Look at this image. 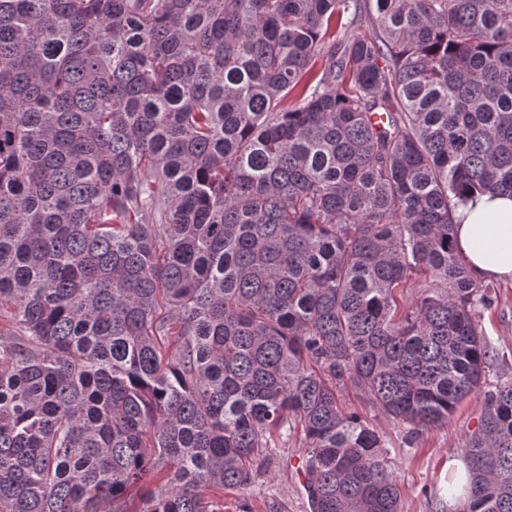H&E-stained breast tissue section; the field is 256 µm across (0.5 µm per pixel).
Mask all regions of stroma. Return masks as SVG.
<instances>
[{
    "instance_id": "obj_1",
    "label": "stroma",
    "mask_w": 512,
    "mask_h": 512,
    "mask_svg": "<svg viewBox=\"0 0 512 512\" xmlns=\"http://www.w3.org/2000/svg\"><path fill=\"white\" fill-rule=\"evenodd\" d=\"M494 303L481 317L482 330L493 355L486 372L489 379H512V283L491 281ZM347 404L377 424L383 435L391 469L402 492L401 512H463L461 487L466 481L457 464L464 461L463 448L476 428L483 398L468 396L447 426L407 441L404 429L355 396ZM268 474L240 490L224 493L223 512H310L302 468L306 451L299 441L288 440L276 450Z\"/></svg>"
}]
</instances>
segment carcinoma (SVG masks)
Here are the masks:
<instances>
[{
	"label": "carcinoma",
	"mask_w": 512,
	"mask_h": 512,
	"mask_svg": "<svg viewBox=\"0 0 512 512\" xmlns=\"http://www.w3.org/2000/svg\"><path fill=\"white\" fill-rule=\"evenodd\" d=\"M486 192L512 0H0V512H218L296 435L310 512H400L349 392L411 438L483 394L466 512H512ZM455 240L474 278L491 288L494 303L481 317L482 330L494 356L488 379H512V196L487 193L459 205ZM508 283H504V282Z\"/></svg>",
	"instance_id": "cac0c4a2"
}]
</instances>
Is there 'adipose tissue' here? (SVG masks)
<instances>
[{
	"label": "adipose tissue",
	"mask_w": 512,
	"mask_h": 512,
	"mask_svg": "<svg viewBox=\"0 0 512 512\" xmlns=\"http://www.w3.org/2000/svg\"><path fill=\"white\" fill-rule=\"evenodd\" d=\"M455 240L474 278L512 282V196L487 193L459 205Z\"/></svg>",
	"instance_id": "1"
}]
</instances>
